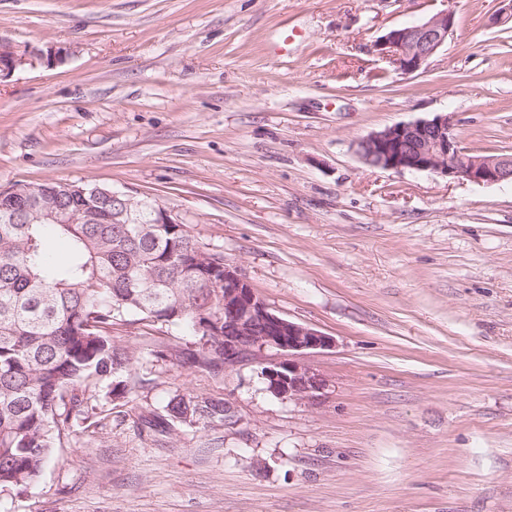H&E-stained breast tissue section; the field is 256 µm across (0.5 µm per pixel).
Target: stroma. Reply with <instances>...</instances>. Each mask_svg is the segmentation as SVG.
I'll return each mask as SVG.
<instances>
[{
    "label": "stroma",
    "instance_id": "obj_1",
    "mask_svg": "<svg viewBox=\"0 0 512 512\" xmlns=\"http://www.w3.org/2000/svg\"><path fill=\"white\" fill-rule=\"evenodd\" d=\"M512 0H0V38L63 47L0 79V190L74 182L159 198L280 315L332 336L329 381L283 401L267 350L214 375L115 326L131 412L76 429L0 512H512V184L366 164L359 140L438 112L512 154ZM447 10L419 71L374 44ZM295 38L274 49L284 32ZM224 397L239 433L142 436L137 408Z\"/></svg>",
    "mask_w": 512,
    "mask_h": 512
}]
</instances>
